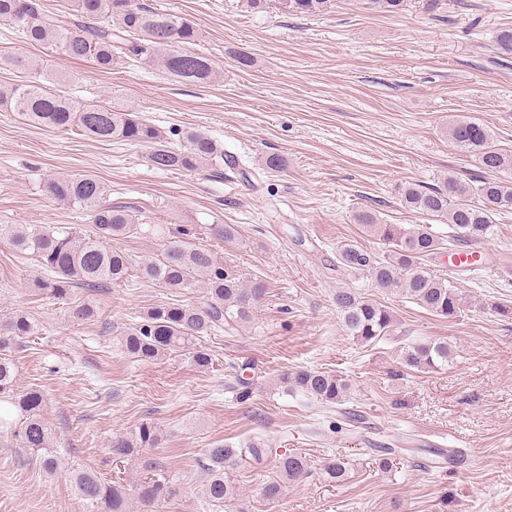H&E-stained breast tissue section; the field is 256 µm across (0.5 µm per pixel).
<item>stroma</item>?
<instances>
[{"label":"stroma","instance_id":"stroma-1","mask_svg":"<svg viewBox=\"0 0 512 512\" xmlns=\"http://www.w3.org/2000/svg\"><path fill=\"white\" fill-rule=\"evenodd\" d=\"M142 2L200 28L193 49L214 63L212 80L185 82L143 63L100 69L26 43L1 24L0 49L35 63L46 86L63 76L61 89L74 99L133 109L173 147H187L188 135L202 131L246 170L270 154L286 157L287 170L253 187L230 170L220 179L205 167L160 171L147 147L33 127L0 105V224L82 223L43 184L91 174L106 184L107 204L136 211L146 224L192 228L193 241L264 281L267 292L234 334L203 338L209 369L181 358L136 362L118 343L120 330L172 299L198 301V291L175 296L133 276L57 300L37 292L35 258L0 242V319L24 310L38 324L14 355L17 385L43 392L62 460L47 476L36 454L0 434V512H87L69 480L74 465L136 482L139 465L114 460L109 443L144 421L157 425L161 442L141 457L162 465L173 495L150 510L133 503L131 512H512V319L494 311L512 305V204L477 247L481 268L453 266L454 245L429 264L460 290L466 309L457 320L336 266L345 244L388 251L357 223L362 211L382 224L428 222L448 234L445 221L406 209L398 187L430 188L451 174L473 185L487 178L449 141L452 120L482 122L512 150V57L495 42L512 28V0H405L397 13L335 0L320 16L273 7L255 13L240 0ZM242 53L252 66L238 63ZM208 224H232L238 234L223 243L206 234ZM339 288L391 308L405 339L447 343L448 366L392 377L394 343L364 346L349 336L333 302ZM83 304L94 318H74ZM245 362L252 389L241 402L234 367ZM302 366L347 378V405L367 416L370 429H352L335 412L285 393L277 376ZM257 436L267 443L265 462L228 469L240 500L209 506L202 493L208 448ZM399 436L412 438L413 450L380 469L370 442ZM434 448L456 449L464 460L436 467ZM295 452L309 459V474L267 500L262 488L276 460ZM336 456L348 461L349 474L333 484L322 468Z\"/></svg>","mask_w":512,"mask_h":512}]
</instances>
